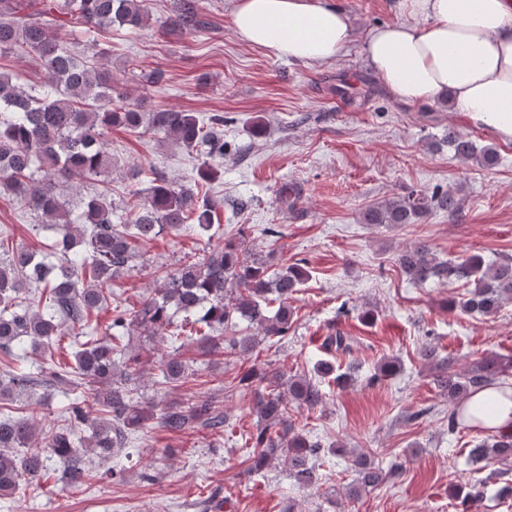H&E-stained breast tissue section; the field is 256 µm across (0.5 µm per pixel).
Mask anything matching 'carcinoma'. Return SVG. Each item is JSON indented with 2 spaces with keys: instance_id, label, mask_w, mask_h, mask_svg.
Returning <instances> with one entry per match:
<instances>
[{
  "instance_id": "cac0c4a2",
  "label": "carcinoma",
  "mask_w": 512,
  "mask_h": 512,
  "mask_svg": "<svg viewBox=\"0 0 512 512\" xmlns=\"http://www.w3.org/2000/svg\"><path fill=\"white\" fill-rule=\"evenodd\" d=\"M145 0H0V61L15 55L37 58L46 81L37 88H24L11 71L0 68V192L22 199L29 210L52 224L58 235L50 249L57 262L46 264L39 251L18 246L0 258V350L12 361L0 371V398L37 387L81 385L94 387L93 403L77 398L68 403L65 423L39 437L30 418L0 419V498L14 502L41 488L49 457L30 449L36 441L50 449L58 470L71 483L87 476L80 442L74 426L89 423L87 445L102 457L128 447L131 435L155 420L172 432L217 431L226 417L220 403L224 388L181 406L161 409L138 394L135 365L140 355L128 353L121 330L135 327L148 336L165 334L172 341L191 340L207 353L246 357L263 342L273 345L288 337L293 311L288 298L309 278L296 262L272 268L257 250L245 251L234 239L221 249L188 257L176 268L160 269L156 296L147 297L139 308L112 310V332L98 335L90 317L105 308L112 297V280L123 275L142 248L165 232L204 231L215 225L217 204L182 184L150 171L146 193L134 191L135 201L112 202L105 193L65 198L69 179L103 180L112 173V152L105 130L123 126L134 132L162 134L185 148L200 147L209 157H224V115L208 120L192 112L148 109L144 103L112 107L124 98L119 81L106 64L97 65L76 54L81 38L113 26L135 31L148 26ZM206 25L201 0H178L174 19L165 31L192 35ZM448 149L463 163L490 168L498 161L492 146H478L453 131ZM462 202L451 191L428 196L411 192L365 208L363 224H415L431 211L450 217L461 213ZM402 271L417 283L428 280L443 285L465 281L472 285L462 310L473 315H494L512 299V259L485 262L479 255L441 259L423 243L399 254ZM32 286L39 296L25 299L21 293ZM277 307H271V304ZM239 319L256 330L252 336L230 340L224 324ZM81 335L75 342L74 364L35 376L16 364L23 341L34 349L52 348L63 336ZM163 383L178 387L195 375L190 362L170 353L158 362ZM508 363L485 356L464 375L445 372L436 385L448 401L463 403L477 390L499 380ZM317 379L287 377L280 372L253 368L239 380L251 397L257 423L249 432V471L259 474L281 462L302 486L318 481L313 458L319 447L294 431L288 420V405L313 409L325 395L323 379L348 386L351 373L334 374L328 362L317 365ZM97 416L90 417L91 413ZM473 464L512 459V431H498L469 449ZM358 477L347 495L358 498L382 482V471L363 456L355 459Z\"/></svg>"
}]
</instances>
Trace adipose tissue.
I'll use <instances>...</instances> for the list:
<instances>
[{
    "label": "adipose tissue",
    "mask_w": 512,
    "mask_h": 512,
    "mask_svg": "<svg viewBox=\"0 0 512 512\" xmlns=\"http://www.w3.org/2000/svg\"><path fill=\"white\" fill-rule=\"evenodd\" d=\"M406 22L372 29L364 52L387 92L420 104L448 93L455 112L512 143V0H400ZM237 38L276 57L335 61L352 40L347 13L327 0H235ZM484 427L512 429V401L485 387L467 401Z\"/></svg>",
    "instance_id": "1"
}]
</instances>
